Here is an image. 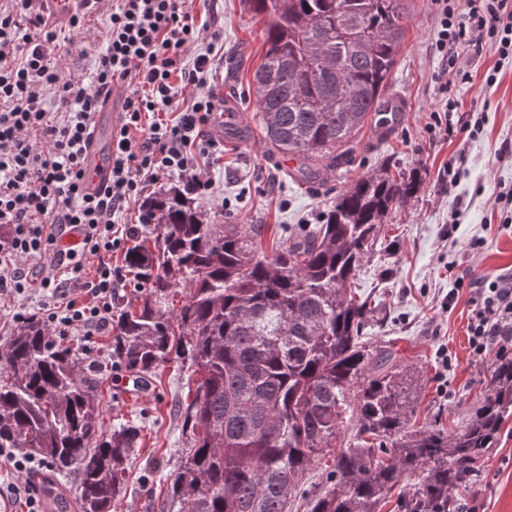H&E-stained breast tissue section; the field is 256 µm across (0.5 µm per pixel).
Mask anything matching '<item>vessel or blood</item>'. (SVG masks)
Returning a JSON list of instances; mask_svg holds the SVG:
<instances>
[{
    "label": "vessel or blood",
    "instance_id": "b4317fda",
    "mask_svg": "<svg viewBox=\"0 0 512 512\" xmlns=\"http://www.w3.org/2000/svg\"><path fill=\"white\" fill-rule=\"evenodd\" d=\"M125 88L114 85L104 103V110L97 114L91 128L86 152L87 174L85 186L89 192H98L108 184L111 176L112 158L110 149L104 148L105 136L114 135L120 125Z\"/></svg>",
    "mask_w": 512,
    "mask_h": 512
}]
</instances>
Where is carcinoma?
I'll return each instance as SVG.
<instances>
[{
    "instance_id": "obj_1",
    "label": "carcinoma",
    "mask_w": 512,
    "mask_h": 512,
    "mask_svg": "<svg viewBox=\"0 0 512 512\" xmlns=\"http://www.w3.org/2000/svg\"><path fill=\"white\" fill-rule=\"evenodd\" d=\"M265 20L253 74L257 117L273 153L301 160L300 181L352 139L383 90L404 36L402 0H246ZM328 68H315L320 57ZM422 176L383 165L337 196L323 223L290 245L264 248L263 224H213L191 184L144 203L125 262L140 303L112 324L109 356L148 373L177 359L194 396L180 406L188 433L171 478L177 512H289L301 477L333 447L347 418L356 437L324 470L308 512H381L417 478L402 512L454 510L452 493L496 447L512 418V357L459 429L410 426L413 385L393 349L363 332L376 309L348 290L393 209L420 193ZM153 246H147L148 241ZM185 301L169 311L176 287ZM99 368L52 341L31 318L0 348V447L74 477L76 512H112L138 429L103 426Z\"/></svg>"
}]
</instances>
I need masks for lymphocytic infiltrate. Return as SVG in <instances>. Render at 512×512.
<instances>
[{
	"instance_id": "obj_1",
	"label": "lymphocytic infiltrate",
	"mask_w": 512,
	"mask_h": 512,
	"mask_svg": "<svg viewBox=\"0 0 512 512\" xmlns=\"http://www.w3.org/2000/svg\"><path fill=\"white\" fill-rule=\"evenodd\" d=\"M438 26L432 48L440 59L442 99L432 111L435 128L469 141L483 131L485 114L463 109L455 88L472 75L459 63L462 50L490 46L512 60V0H434ZM107 51L94 88L66 79L55 57L58 32L34 0H8L0 8V296L28 294L21 268L38 261L41 288L51 298L37 316L50 337H66L112 324V301L121 278L109 257L124 238L113 216L140 194L146 181L178 176L207 195L212 183L196 153L217 150L211 127L221 101L206 92L215 72L212 50L189 56L202 28L188 0H112ZM126 84L123 124L112 144V178L96 195L83 186L89 125L113 85ZM194 86L180 107L179 86ZM54 92L63 113L48 111ZM177 110L175 119L143 125L147 112ZM96 259L86 276L88 259ZM472 306L467 325L473 355L512 351V274L457 279Z\"/></svg>"
}]
</instances>
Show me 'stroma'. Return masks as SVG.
<instances>
[{"label":"stroma","mask_w":512,"mask_h":512,"mask_svg":"<svg viewBox=\"0 0 512 512\" xmlns=\"http://www.w3.org/2000/svg\"><path fill=\"white\" fill-rule=\"evenodd\" d=\"M404 38L397 64L384 91L402 108L387 134L367 123L343 161L325 169L319 180L304 184L289 178L283 156L271 154L256 119L254 98H242L264 56V21L253 18L244 0H193L198 23L215 33L221 58L210 81L223 108L235 112V126L216 120L213 136L223 145L218 154L197 160L213 183L200 203L217 224H262L265 244L279 240L282 227L315 223L335 202L340 190L381 165L419 170L424 187L410 203L397 207L383 227L372 253L354 283L360 295L384 305L380 320L364 334L371 345L394 343L417 384L416 426L458 428L476 399L489 386L496 354L472 357L466 336L471 310L468 291L449 302L455 279L494 276L512 271V232L501 229L494 199L512 187V163L499 160L502 142H512V62L499 63L493 49L467 50L460 64L473 76L459 93L464 106H487L482 134L465 143L430 133V113L441 93L438 60L432 49L436 26L433 0H404ZM108 15L90 10L75 43L62 54L63 71L72 81L91 85L108 43ZM497 81L486 86L488 71ZM463 157L464 174L449 190V159ZM463 205L458 220L450 215L454 197ZM481 237L480 254L468 245ZM111 331L72 336L88 361L102 364L100 400L105 425H138L140 436L127 461V488L114 512H163L169 502V475L186 446L178 407L188 397L183 371L169 362L131 384L117 377L107 356ZM451 365H443L440 350ZM475 512H512V420L496 448L490 449L469 487L455 494Z\"/></svg>","instance_id":"stroma-1"}]
</instances>
